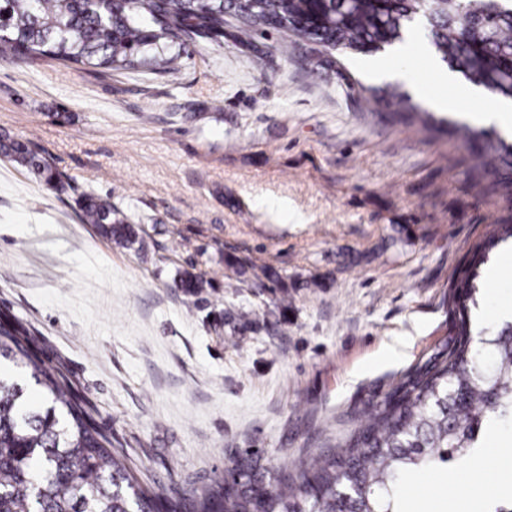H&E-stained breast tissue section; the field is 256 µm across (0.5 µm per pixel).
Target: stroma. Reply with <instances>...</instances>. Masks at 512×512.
<instances>
[{
    "mask_svg": "<svg viewBox=\"0 0 512 512\" xmlns=\"http://www.w3.org/2000/svg\"><path fill=\"white\" fill-rule=\"evenodd\" d=\"M253 40L188 45L166 73L0 59V133L34 138L65 176L52 193L0 159V309L148 487L221 478L231 449L292 474L345 439L451 344V280L506 215L459 143L366 105L392 85L457 122L486 106L462 97L461 74L441 82L445 64L415 54L389 79L369 54L314 74L303 58L316 45ZM85 193L110 198L135 242L79 223ZM266 267L290 287L288 308ZM185 270L208 282L191 312L173 286ZM447 474L400 494L448 512Z\"/></svg>",
    "mask_w": 512,
    "mask_h": 512,
    "instance_id": "1",
    "label": "stroma"
}]
</instances>
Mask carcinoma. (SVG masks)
I'll list each match as a JSON object with an SVG mask.
<instances>
[{"label":"carcinoma","instance_id":"cac0c4a2","mask_svg":"<svg viewBox=\"0 0 512 512\" xmlns=\"http://www.w3.org/2000/svg\"><path fill=\"white\" fill-rule=\"evenodd\" d=\"M235 39L274 29L343 53H372L403 40L417 19L428 25L441 60L475 86L512 101V0H0V58L60 61L76 69L167 72L188 43H218L228 18ZM379 105H406L397 88L373 91ZM469 150L475 185L489 188L512 211V144L494 132L450 125L428 112H395ZM0 156L30 172L46 189L64 188L61 173L29 138L0 134ZM82 223L125 245L133 225L95 194L75 200ZM512 245V216L470 252L454 285L455 340L448 351L408 376L336 448L277 477L259 501L257 465L236 458L241 481L189 487H141L123 452L84 409L55 369L25 343L27 330L0 315V359L30 371L44 390L0 374V512H400L399 487L433 468L471 457L498 423L512 424V319L473 336L478 268ZM175 287L197 295L205 282L189 272Z\"/></svg>","mask_w":512,"mask_h":512}]
</instances>
